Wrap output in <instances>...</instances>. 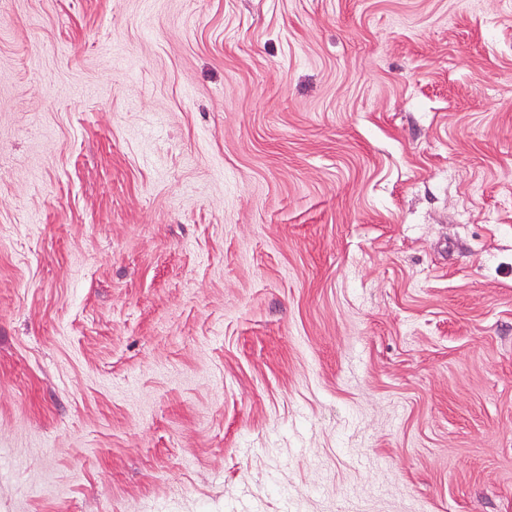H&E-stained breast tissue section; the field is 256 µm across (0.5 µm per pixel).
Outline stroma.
<instances>
[{"mask_svg":"<svg viewBox=\"0 0 512 512\" xmlns=\"http://www.w3.org/2000/svg\"><path fill=\"white\" fill-rule=\"evenodd\" d=\"M0 512H512V0H0Z\"/></svg>","mask_w":512,"mask_h":512,"instance_id":"stroma-1","label":"stroma"}]
</instances>
